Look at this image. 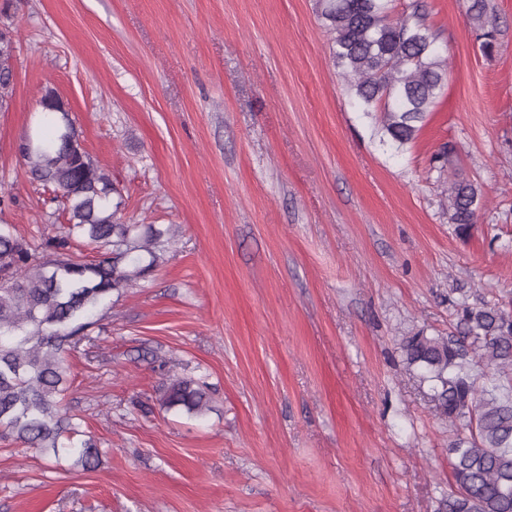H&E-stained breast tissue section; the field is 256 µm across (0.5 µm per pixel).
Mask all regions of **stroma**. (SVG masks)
<instances>
[{"label":"stroma","mask_w":512,"mask_h":512,"mask_svg":"<svg viewBox=\"0 0 512 512\" xmlns=\"http://www.w3.org/2000/svg\"><path fill=\"white\" fill-rule=\"evenodd\" d=\"M428 2L447 84L395 156L312 0H0V221L36 240L55 209L17 153L51 90L124 221L175 230L69 357L101 464L0 438V512H446L457 428L400 344L448 335L457 299L512 301V0L490 2L489 55L465 0ZM456 181L486 201L465 238ZM169 375L205 381L212 411L162 410ZM14 42L6 33H0V105L6 103L13 91L12 70L6 65L12 59Z\"/></svg>","instance_id":"obj_1"}]
</instances>
